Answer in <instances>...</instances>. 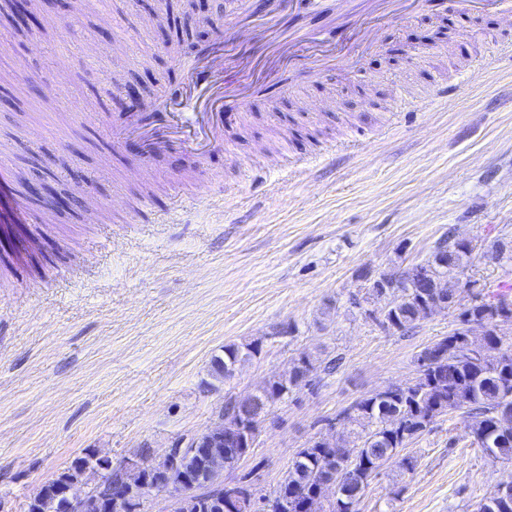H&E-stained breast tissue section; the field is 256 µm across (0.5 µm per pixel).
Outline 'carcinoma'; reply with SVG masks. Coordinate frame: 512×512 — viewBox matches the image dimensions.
I'll return each instance as SVG.
<instances>
[{"instance_id": "carcinoma-1", "label": "carcinoma", "mask_w": 512, "mask_h": 512, "mask_svg": "<svg viewBox=\"0 0 512 512\" xmlns=\"http://www.w3.org/2000/svg\"><path fill=\"white\" fill-rule=\"evenodd\" d=\"M473 248L464 241L446 237L434 247L429 257L411 267L382 272L378 278L396 283L391 297L381 312L386 328L409 332L431 313L439 299H449L437 283L451 280L452 274L464 272ZM461 326L433 344L435 355L425 362L417 357L414 383L391 394H369L341 412L352 429L342 430L329 441L322 436L308 441L288 464L273 494L284 502L282 512H336V506L317 498L316 491L329 478L321 461L331 457L340 471L356 472L354 483L346 486L347 497L361 500L365 489L380 470L391 465L401 473L414 472L416 457L406 452L412 439L422 434L435 420L450 411H460L471 419L469 430L483 449H491L493 457L512 460V414L499 416L504 394L512 392V333L498 330L499 323L512 322V301L498 294L478 302L460 305ZM475 320L488 326L485 350L479 358L468 355L465 326ZM262 341L227 344L223 355L211 361L212 375L228 379L242 362L258 355ZM318 370L317 360L303 353L298 364L286 374L269 379L254 394L262 409L269 410L288 399L293 389L307 385ZM250 407L229 397L224 401V431L247 428L244 414ZM347 453L336 456V449ZM95 453L88 452L74 460L52 482L44 485L27 503L26 512H69L56 497L55 485L80 481L92 475L88 467ZM185 467L192 473L205 472L210 481L235 467L231 461L214 466L196 455H190ZM475 512H512V482L508 489L496 488L476 504Z\"/></svg>"}]
</instances>
